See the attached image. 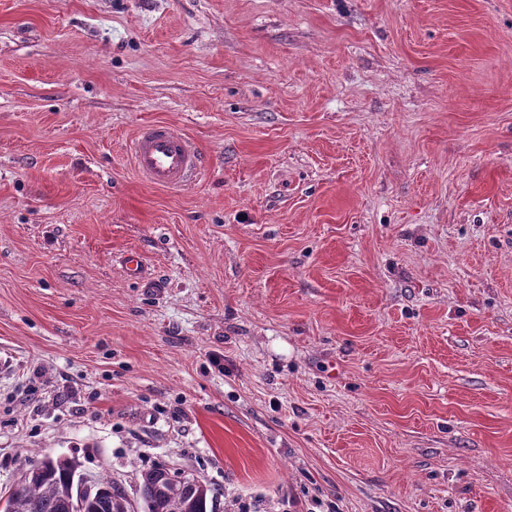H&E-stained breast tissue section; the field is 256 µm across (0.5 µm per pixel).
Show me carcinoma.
<instances>
[{"label": "carcinoma", "instance_id": "obj_1", "mask_svg": "<svg viewBox=\"0 0 512 512\" xmlns=\"http://www.w3.org/2000/svg\"><path fill=\"white\" fill-rule=\"evenodd\" d=\"M183 472L166 464L141 471L139 500L144 512H215L216 495L198 480L183 495L169 494L181 483ZM80 480L75 464L67 458L44 455L30 462L17 485L8 492L13 512H72V493ZM112 480L104 475L94 480V493L84 512H131V503L123 495L111 493Z\"/></svg>", "mask_w": 512, "mask_h": 512}]
</instances>
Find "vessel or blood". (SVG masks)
<instances>
[{
    "label": "vessel or blood",
    "mask_w": 512,
    "mask_h": 512,
    "mask_svg": "<svg viewBox=\"0 0 512 512\" xmlns=\"http://www.w3.org/2000/svg\"><path fill=\"white\" fill-rule=\"evenodd\" d=\"M132 159L138 175L149 184L175 190L196 183L203 171L202 156L177 127L153 123L135 136Z\"/></svg>",
    "instance_id": "obj_1"
}]
</instances>
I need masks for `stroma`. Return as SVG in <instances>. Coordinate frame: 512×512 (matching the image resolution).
Here are the masks:
<instances>
[{
    "label": "stroma",
    "mask_w": 512,
    "mask_h": 512,
    "mask_svg": "<svg viewBox=\"0 0 512 512\" xmlns=\"http://www.w3.org/2000/svg\"><path fill=\"white\" fill-rule=\"evenodd\" d=\"M43 454L512 512V0H0V494ZM132 159L138 175L149 184L175 190L196 183L203 171L201 153L177 127L153 123L135 136Z\"/></svg>",
    "instance_id": "35a3bbf8"
}]
</instances>
